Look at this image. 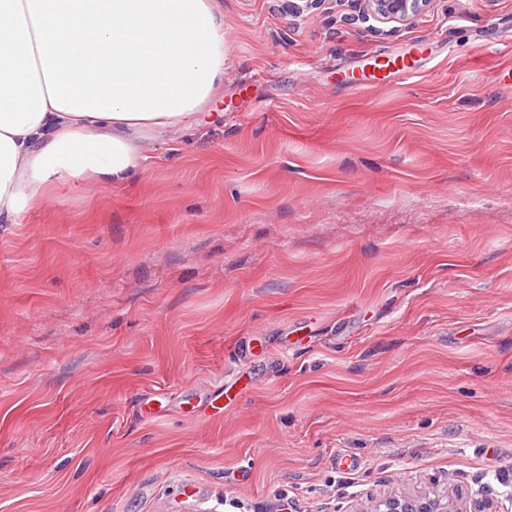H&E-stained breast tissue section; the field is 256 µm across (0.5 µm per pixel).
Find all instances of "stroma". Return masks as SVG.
<instances>
[{
    "label": "stroma",
    "instance_id": "stroma-1",
    "mask_svg": "<svg viewBox=\"0 0 512 512\" xmlns=\"http://www.w3.org/2000/svg\"><path fill=\"white\" fill-rule=\"evenodd\" d=\"M218 4L207 120L0 224V512L506 501L512 0L382 32L359 0Z\"/></svg>",
    "mask_w": 512,
    "mask_h": 512
}]
</instances>
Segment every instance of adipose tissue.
Returning a JSON list of instances; mask_svg holds the SVG:
<instances>
[{"label":"adipose tissue","mask_w":512,"mask_h":512,"mask_svg":"<svg viewBox=\"0 0 512 512\" xmlns=\"http://www.w3.org/2000/svg\"><path fill=\"white\" fill-rule=\"evenodd\" d=\"M224 54L216 0H0V224L61 181L135 182L139 135L193 127Z\"/></svg>","instance_id":"1"}]
</instances>
